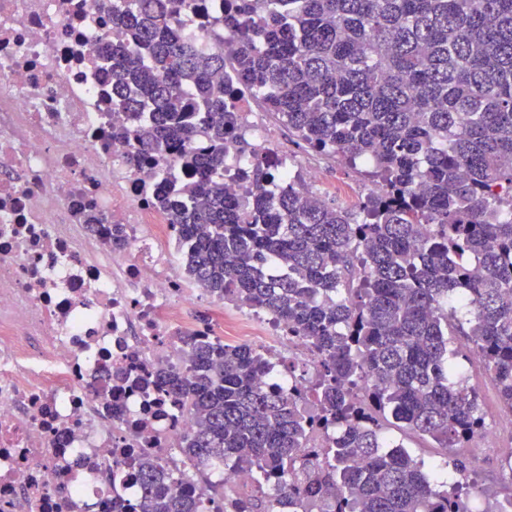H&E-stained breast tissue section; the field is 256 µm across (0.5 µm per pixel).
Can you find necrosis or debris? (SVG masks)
<instances>
[{
  "instance_id": "necrosis-or-debris-1",
  "label": "necrosis or debris",
  "mask_w": 512,
  "mask_h": 512,
  "mask_svg": "<svg viewBox=\"0 0 512 512\" xmlns=\"http://www.w3.org/2000/svg\"><path fill=\"white\" fill-rule=\"evenodd\" d=\"M223 0H189L173 24L206 50ZM112 0H0V512H112L135 500L112 470L149 455L180 465L192 412L134 379L188 370L174 338L223 334V300L189 324L183 307L205 291L181 268L186 243L157 205L189 174L173 148L142 150L145 116L112 104L107 58ZM234 112L254 154L230 163L233 196L263 165L286 183L322 171L282 159L254 119L249 91ZM261 335L238 341L312 376L319 356L286 323L258 313Z\"/></svg>"
}]
</instances>
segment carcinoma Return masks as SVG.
I'll list each match as a JSON object with an SVG mask.
<instances>
[{"mask_svg": "<svg viewBox=\"0 0 512 512\" xmlns=\"http://www.w3.org/2000/svg\"><path fill=\"white\" fill-rule=\"evenodd\" d=\"M155 2L112 8L130 37L112 48L113 92L130 112L150 107L144 146H173L195 170L158 197L190 245L186 272L321 358L285 390L263 384L272 365L249 345L177 337L191 374L142 383L194 414L180 448L192 472L125 462L138 486L127 512H471L463 454L484 418L456 337L512 410V0H244L212 29L234 35L229 57ZM226 66L309 148L371 167L380 189L350 212L257 168L245 203L228 195L224 165L252 147ZM199 126L203 153L189 146ZM388 425L445 449L453 483L389 442ZM316 435L323 447H308ZM204 465L251 484L228 495L197 480Z\"/></svg>", "mask_w": 512, "mask_h": 512, "instance_id": "1", "label": "carcinoma"}]
</instances>
